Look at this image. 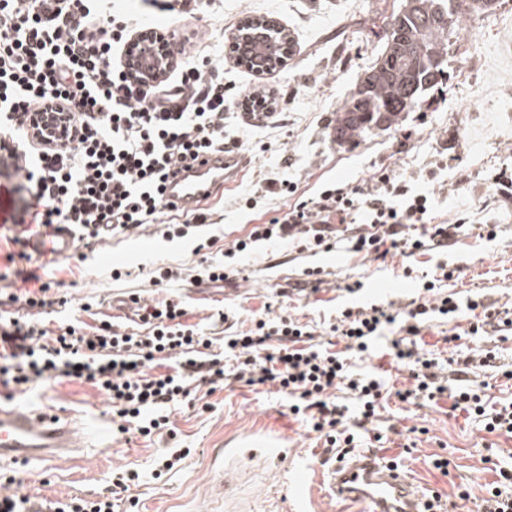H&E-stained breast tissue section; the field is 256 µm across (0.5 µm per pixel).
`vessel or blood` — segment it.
Returning a JSON list of instances; mask_svg holds the SVG:
<instances>
[{"label": "vessel or blood", "mask_w": 512, "mask_h": 512, "mask_svg": "<svg viewBox=\"0 0 512 512\" xmlns=\"http://www.w3.org/2000/svg\"><path fill=\"white\" fill-rule=\"evenodd\" d=\"M248 163L240 152L213 153L204 163L182 171L168 183L165 197L185 208L210 201L216 189L229 185ZM25 249L36 257H69L75 249L68 225L59 224L46 232H35ZM81 428L58 416L31 413L0 403V465L60 459L80 453ZM284 440L259 442L242 437L233 450L239 462H262L271 451H283ZM234 467H219L210 478L211 495L226 500L237 484ZM329 488L337 500L359 505L362 512H422L423 498L415 492L408 475L389 466L372 453H357L337 463L329 474Z\"/></svg>", "instance_id": "b4317fda"}]
</instances>
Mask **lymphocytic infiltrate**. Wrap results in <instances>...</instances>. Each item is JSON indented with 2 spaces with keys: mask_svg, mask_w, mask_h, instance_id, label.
<instances>
[{
  "mask_svg": "<svg viewBox=\"0 0 512 512\" xmlns=\"http://www.w3.org/2000/svg\"><path fill=\"white\" fill-rule=\"evenodd\" d=\"M140 19L119 13L109 0H0V164L13 169L18 197L9 210L17 272L27 284L35 271L20 246L25 223L67 224L78 240L106 241L146 229L167 240L197 235L207 221L191 210L174 222L164 186L175 168L199 155L250 146L224 135V76L199 32L185 34L186 59L164 79H135L123 56ZM372 187L329 185L296 202L282 216L253 225L249 245L282 244L302 252L346 245L370 261L447 247L455 224L432 223L430 201L380 170ZM453 270L422 271L423 297L403 303L348 307L334 320L310 325L288 315L256 316L248 330L223 342L186 324L184 301L137 300L139 323L120 329L107 323L49 326L41 314L53 285L9 293L0 299V391L6 397L36 382L80 380L103 393L121 433L142 436L169 429L167 407L191 397L192 385L226 382L272 385L291 397L290 411L323 440L324 453L343 457L358 446L357 431L377 418L386 392L374 377L351 373L352 357L367 353L385 330H399L392 362L407 371L395 392L403 403L452 401V410L481 419L487 433L512 434V403L489 405L486 385L445 383V366L408 345L423 325L474 312L468 326L454 325L445 341L492 330L512 331V308L440 291ZM21 304L23 313L13 312ZM345 389L358 403L355 424L346 405L329 397Z\"/></svg>",
  "mask_w": 512,
  "mask_h": 512,
  "instance_id": "1",
  "label": "lymphocytic infiltrate"
}]
</instances>
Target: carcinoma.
Returning <instances> with one entry per match:
<instances>
[{"instance_id": "obj_1", "label": "carcinoma", "mask_w": 512, "mask_h": 512, "mask_svg": "<svg viewBox=\"0 0 512 512\" xmlns=\"http://www.w3.org/2000/svg\"><path fill=\"white\" fill-rule=\"evenodd\" d=\"M481 0H403L384 32L380 57L365 73L341 112L334 134L351 143L374 129L397 127L411 108L406 92L415 86L418 101L446 76L448 35L459 14L482 13Z\"/></svg>"}]
</instances>
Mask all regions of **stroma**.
Segmentation results:
<instances>
[{"label": "stroma", "mask_w": 512, "mask_h": 512, "mask_svg": "<svg viewBox=\"0 0 512 512\" xmlns=\"http://www.w3.org/2000/svg\"><path fill=\"white\" fill-rule=\"evenodd\" d=\"M402 0H216L204 12L175 17L155 13L151 21L174 28L198 30L213 51H220L239 23L248 17L275 18L292 38L286 65L255 79L234 58L224 59V87L229 100L242 89H269L284 101L283 112L253 122L235 111L226 120L227 134L248 140L252 163L242 177L206 205L207 231L218 238V249L245 238L254 224L286 212L297 200L329 184L368 185L381 169L412 191L432 197L434 222L460 218L475 224H498L495 239L485 240L461 231L446 250L422 255H394L371 262L337 248L316 255L286 247L268 248L250 257L225 259L226 268L244 277L222 288L199 289L191 280L158 289L145 280L116 281L114 268L153 262L185 268L197 264L193 239L167 241L151 231L94 247L86 261L56 260L39 274L54 283V294L67 305H52L53 321L80 320L91 327L102 322L130 324L135 314L128 296L144 299L184 298L187 323L210 331L216 314L229 312L236 329L245 330L265 306L287 312L300 321L335 318L338 309L387 300H409L419 285L403 274L404 267L420 269L438 262L455 268L449 292L459 297L477 293L488 300H512V197L499 194L496 175L512 174V31L503 32L502 19L512 16V0H496L488 12L460 15L448 38L447 76L442 85L406 113L396 128L375 130L346 145L332 134L337 112L382 50L381 36ZM483 95H476V87ZM253 207H246V199ZM320 266L330 284L312 294H295L304 283V270ZM363 282L355 294L341 291L349 278ZM91 302L90 312L79 306ZM32 411L50 412L64 420L93 424L97 434L77 459L37 461L16 467V484L0 488L6 495H25L40 503L70 497L110 494L112 477L121 470L138 472V483L121 495L123 512H204L210 469L224 461V448L237 438L280 436L288 441V458L245 472L233 501L236 512H343L342 501L328 487L331 467L316 433L295 418L288 397L276 388L234 385L209 392L172 409L171 432L143 437L118 433L112 406L90 384L50 382L15 397ZM420 427L416 446L402 452L400 431ZM368 434H382L379 457L400 458L401 467L423 492L451 496L466 484L481 498L495 481L494 468L512 462V436L486 434L481 423L449 413L447 402L423 407L391 399L385 402ZM181 448L189 456L162 479H154L156 459ZM451 458L449 475L429 463L430 455ZM307 469L308 492L296 498L290 490L294 472Z\"/></svg>", "instance_id": "35a3bbf8"}]
</instances>
